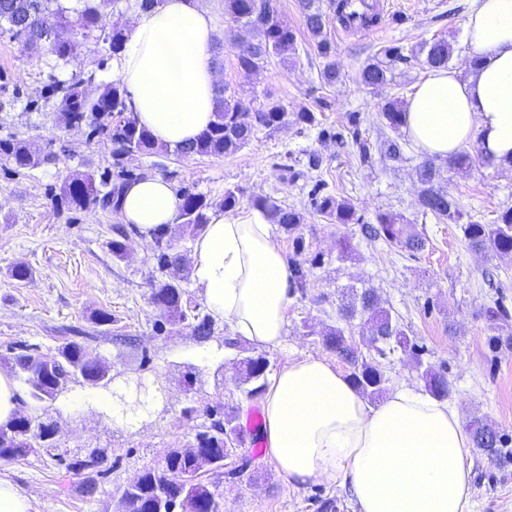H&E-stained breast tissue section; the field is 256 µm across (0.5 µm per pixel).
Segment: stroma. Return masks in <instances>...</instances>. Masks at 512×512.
Segmentation results:
<instances>
[{
  "label": "stroma",
  "mask_w": 512,
  "mask_h": 512,
  "mask_svg": "<svg viewBox=\"0 0 512 512\" xmlns=\"http://www.w3.org/2000/svg\"><path fill=\"white\" fill-rule=\"evenodd\" d=\"M318 2L326 23L316 38L307 31L297 0H271L296 31L295 50L288 59L275 58L263 70L246 73L237 67L236 48L221 38L231 26L224 0H202L220 35L219 85L251 107L267 95L280 100L287 117L257 131L232 155L172 152L127 161L135 172L194 189L217 204L234 188L240 207L270 196L302 214L296 231L272 228L286 257L302 255L307 285L293 292L282 345L263 352L220 323L205 339L188 328L172 333L150 302L151 285L162 278L155 243L132 234L126 255L114 257L109 243L120 227L117 215L60 209L53 201L52 188L75 171L107 167L113 145L57 127L43 87L49 75L63 79L75 71L112 82L118 77L116 58L92 43L63 66L48 51L27 54L19 41L0 32V138L22 140L35 152L50 141L62 149L56 161L20 171L0 160V357L25 346L52 354L76 341L105 357L112 376L109 412L94 402L98 387L82 381L68 383L55 401L22 403V413L57 427L50 451L0 461V477L31 496L36 512H117L123 487L161 465L170 450L196 446L212 420L230 412L244 425L260 401L244 392L241 358L265 353L274 373L307 355L336 360L325 335L339 322L340 306L353 287L375 288L420 348L416 357L397 351L383 360L387 389L422 386L420 366L432 365L452 384L448 401L462 424L481 418L508 439L497 458L472 452V512H512V256L472 250L459 228L463 222L493 223L512 207V168L476 163L448 170V190L462 220L436 219L416 207V167L423 153L402 131L379 123L381 105L394 97L408 100L426 76L411 55L423 42L448 40L450 66L466 68L473 54L464 37L469 0H388L375 29L349 36L336 32V0ZM321 39L332 47L330 58L318 53ZM392 45L402 47L407 62L393 64L384 85L360 84L363 66ZM328 61L340 72L330 86L321 79ZM302 110L314 113V124L295 122ZM385 138L397 142L402 160L380 155L377 145ZM363 142L370 147L365 155L359 149ZM319 194L351 203L356 223H328L315 208ZM381 213L402 216L425 238L424 249L409 253L368 242L361 227ZM166 238L182 256L184 310L191 316L205 313L192 279L193 235L173 224ZM343 246L350 257L340 261L336 255ZM19 262L32 271L27 281L11 275ZM497 301L506 315L488 319L486 310ZM102 312L111 315L110 327L98 325ZM94 451L104 456L100 474L74 469L75 460ZM236 456L249 461L240 479L231 482L213 470L203 475L219 483L225 512H322L326 501L337 512H352L347 495L336 487L290 488L269 456L251 457L244 446Z\"/></svg>",
  "instance_id": "stroma-1"
}]
</instances>
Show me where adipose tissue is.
<instances>
[{"label":"adipose tissue","instance_id":"obj_1","mask_svg":"<svg viewBox=\"0 0 512 512\" xmlns=\"http://www.w3.org/2000/svg\"><path fill=\"white\" fill-rule=\"evenodd\" d=\"M464 35L477 64L430 70L408 101L403 132L431 157L474 141L496 163H512V0H472ZM216 39L197 0H164L134 20L119 77L157 142L185 145L212 123ZM178 204L168 181L148 176L128 184L119 219L149 239ZM192 263L213 319L257 348L282 344L295 282L262 209L211 213ZM260 402L285 485L336 486L354 512H470L472 442L446 402L402 384L369 403L322 356L288 362Z\"/></svg>","mask_w":512,"mask_h":512}]
</instances>
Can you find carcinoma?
I'll return each mask as SVG.
<instances>
[{"instance_id":"cac0c4a2","label":"carcinoma","mask_w":512,"mask_h":512,"mask_svg":"<svg viewBox=\"0 0 512 512\" xmlns=\"http://www.w3.org/2000/svg\"><path fill=\"white\" fill-rule=\"evenodd\" d=\"M112 0H0V30L20 40L26 50L38 53L48 50L63 63L78 57L94 40L106 45V50L120 55L128 35L124 25L118 21L107 23L103 8ZM304 15L307 30L315 37L321 35L325 16L316 0H298ZM77 13L82 27L76 29L70 14ZM224 15L237 28L251 34V40L242 43L237 54V66L245 72L263 68L271 58H285L294 50L296 32L288 21L275 15L270 0H224ZM423 64L428 68L445 67L451 56V47L445 39H437L423 46ZM360 82L377 87L386 82V69L380 63L369 64L359 74ZM48 98L52 101L55 123L66 129H88V135L110 140L112 169L97 176L92 172L77 173L63 184L55 198V204L70 210L112 209L121 206L124 186L141 175L127 167V160L136 154H158L174 151L181 155H229L243 149L261 127L282 123L287 112L283 105L270 97L249 111L224 90H216L215 120L194 142L175 149L158 143L151 132L139 124L129 106L128 91L121 80L116 79L102 86L91 79L90 74L73 73L67 79L50 78L46 85ZM404 109L396 100L387 101L379 112L381 121L392 129L403 124ZM56 152L50 151L42 159L34 157L28 146L19 140L0 139V159L12 162L18 168H29L39 161H50ZM490 163V158L477 151L472 155L461 150L448 160V168L462 170L470 167L474 159ZM420 190L417 206L426 214L439 220L456 219L457 206L445 186L444 170L430 160L422 161L417 168ZM253 204L264 210L274 224L289 231L302 223V216L294 209L281 205L269 197H258ZM213 203L202 193L185 189L181 192V203L174 215L173 223L185 225L195 233L203 230L209 220ZM320 214L332 224H351L355 211L351 204L324 197L317 205ZM463 237L470 247L479 252L508 254L512 252V208L501 212L491 224H463ZM166 232L155 235L158 247V268L169 271V278L154 284L150 300L163 313L173 317L174 324L189 327L197 336L213 333V322L208 316L188 315L182 308L184 289L180 285L178 270L180 255L174 253L172 244L165 240ZM369 241L382 239L409 252L421 251L425 239L409 233L393 214L380 213L377 224L365 228ZM364 319V326L376 345V353L384 358L387 353L402 349L413 351L410 337L391 312L381 306L375 289L364 288L353 293L352 301L342 308L341 319L349 321L356 317ZM327 343L336 354L347 361L352 372L350 379L362 394L378 395L388 382L380 363H372L360 355L345 336V329L336 326L330 329ZM14 377L28 389L29 397L37 402L54 401L67 383L79 378L97 386L111 383L109 366L103 357L92 355L82 344L71 341L54 354H44L37 349H25L9 357ZM243 367V382L254 387L246 389L249 397H255L266 386L267 359L261 355L240 360ZM427 392L443 400L451 393L448 379L432 367H426L421 375ZM475 447L487 456L495 458L505 447L503 436L488 423L476 419L470 424ZM55 434L51 423L39 422L24 431L18 421L0 425V460L14 461L28 456L34 447H43ZM239 442L237 427L233 419L216 420L210 430L199 434L198 448L193 454L178 449L170 451L163 465L143 471L133 484L127 485L122 496L137 504L135 512H156L160 497L175 508V512H218L222 505L223 491L216 484L201 480L207 466L206 455L220 460L232 457Z\"/></svg>"}]
</instances>
